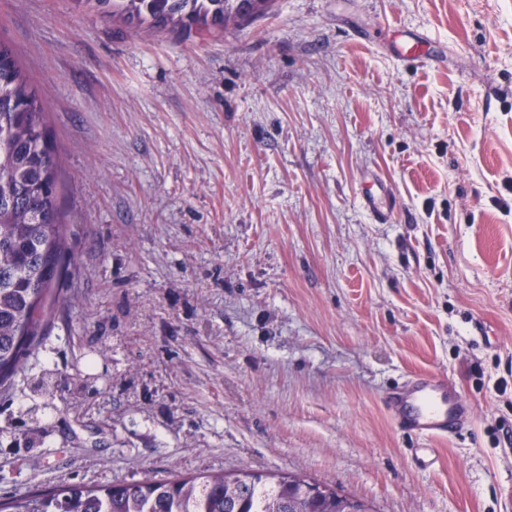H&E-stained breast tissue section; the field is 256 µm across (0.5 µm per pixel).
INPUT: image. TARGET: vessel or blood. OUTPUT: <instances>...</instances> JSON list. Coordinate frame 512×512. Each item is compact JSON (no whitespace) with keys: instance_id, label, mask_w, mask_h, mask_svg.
Returning <instances> with one entry per match:
<instances>
[{"instance_id":"obj_1","label":"vessel or blood","mask_w":512,"mask_h":512,"mask_svg":"<svg viewBox=\"0 0 512 512\" xmlns=\"http://www.w3.org/2000/svg\"><path fill=\"white\" fill-rule=\"evenodd\" d=\"M423 38L412 37L400 42L397 55L401 62L418 65L429 60ZM388 191L377 185L365 197V204L376 223L386 224L393 210L386 202ZM385 403L396 424L419 439L433 441L457 433L467 422L470 409L445 378L433 373H413L390 391Z\"/></svg>"}]
</instances>
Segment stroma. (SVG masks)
<instances>
[{"label": "stroma", "mask_w": 512, "mask_h": 512, "mask_svg": "<svg viewBox=\"0 0 512 512\" xmlns=\"http://www.w3.org/2000/svg\"><path fill=\"white\" fill-rule=\"evenodd\" d=\"M413 34L432 62L397 59ZM0 37L73 270L0 398V498L248 469L512 512V0H276L188 36L0 0ZM424 370L472 413L430 467L382 399ZM373 186H376V191L366 195L365 205L377 224H387L391 221L393 214L392 207L385 202L389 195L388 190L381 182Z\"/></svg>", "instance_id": "1"}]
</instances>
